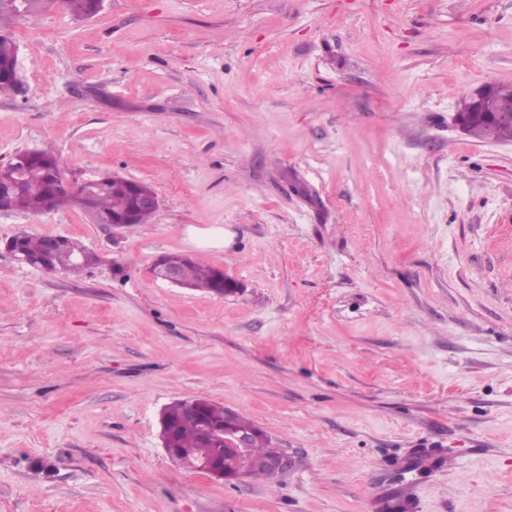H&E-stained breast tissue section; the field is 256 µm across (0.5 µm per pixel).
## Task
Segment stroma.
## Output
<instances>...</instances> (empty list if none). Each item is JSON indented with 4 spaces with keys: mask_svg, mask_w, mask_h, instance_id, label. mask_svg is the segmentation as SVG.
Listing matches in <instances>:
<instances>
[{
    "mask_svg": "<svg viewBox=\"0 0 512 512\" xmlns=\"http://www.w3.org/2000/svg\"><path fill=\"white\" fill-rule=\"evenodd\" d=\"M0 164L150 184L152 220L0 215V512H512V146L452 116L512 84V0H104L13 29ZM192 254L217 296L155 277ZM207 398L294 459L279 483L172 462ZM43 237L44 236L41 235L27 233L26 238L22 242V251L24 254L14 249L11 245L12 240L16 238V235L6 241L5 248L19 263L35 267L28 261V259L34 263L45 262L48 270L51 272L76 270L79 268L74 266L76 261L83 260L84 262L82 266L98 261V256L94 252L88 250L82 243L68 237H65V243L60 249L49 257H45L42 248H44L46 253H52L62 245L64 236H46L44 245L42 244ZM41 270L49 272L45 269Z\"/></svg>",
    "mask_w": 512,
    "mask_h": 512,
    "instance_id": "35a3bbf8",
    "label": "stroma"
}]
</instances>
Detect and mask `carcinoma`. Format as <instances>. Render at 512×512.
I'll use <instances>...</instances> for the list:
<instances>
[{"label": "carcinoma", "mask_w": 512, "mask_h": 512, "mask_svg": "<svg viewBox=\"0 0 512 512\" xmlns=\"http://www.w3.org/2000/svg\"><path fill=\"white\" fill-rule=\"evenodd\" d=\"M94 0H65V6L72 18L77 21L88 19L93 10ZM17 58V45L13 40V31L0 29V63L7 65ZM62 177L55 156L47 151L38 153L36 162L19 173L20 184L10 181L0 183L3 191L15 211H28L43 214L58 210L68 205L78 204L77 198L70 192L59 191L49 194L47 174ZM96 206L99 212L110 218H121L131 211L133 195L122 185L110 180L105 181L97 194ZM43 236L29 233L22 242V251L34 263L44 262L52 272L71 271L74 263L89 265L98 261V256L88 250L82 243L65 238L64 245L50 256H45L42 244ZM167 260L175 264L181 275L183 285L194 290H204L215 295L224 294L221 272L211 267L199 257L188 258L184 255H169ZM162 416L171 422L176 431L177 447L192 457L202 458L209 454L200 436L198 423L185 417V405L182 401L174 402L164 408ZM230 418L234 430L249 438V453L255 457H272L281 452L273 446L271 439L254 423L241 414L232 412ZM283 472L275 468H255L247 472L246 477L267 482H279Z\"/></svg>", "instance_id": "1"}]
</instances>
